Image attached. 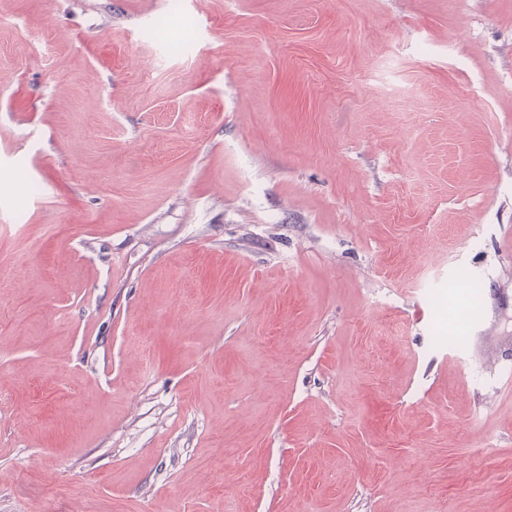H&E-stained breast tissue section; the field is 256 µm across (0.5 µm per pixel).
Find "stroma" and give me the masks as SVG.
Masks as SVG:
<instances>
[{
    "label": "stroma",
    "mask_w": 512,
    "mask_h": 512,
    "mask_svg": "<svg viewBox=\"0 0 512 512\" xmlns=\"http://www.w3.org/2000/svg\"><path fill=\"white\" fill-rule=\"evenodd\" d=\"M0 512H512V0H0Z\"/></svg>",
    "instance_id": "1"
}]
</instances>
